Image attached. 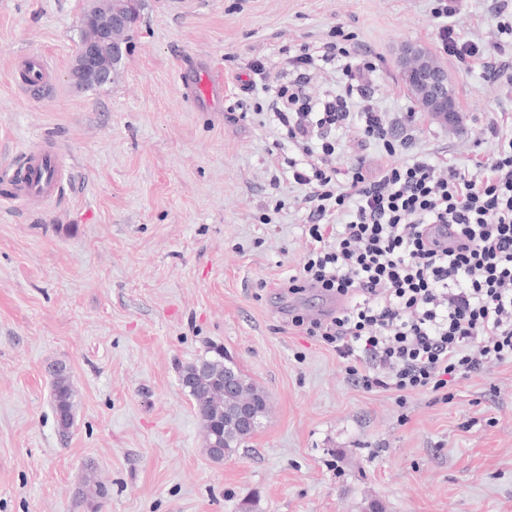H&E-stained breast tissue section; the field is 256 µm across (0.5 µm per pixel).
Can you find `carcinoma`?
<instances>
[{
    "label": "carcinoma",
    "mask_w": 512,
    "mask_h": 512,
    "mask_svg": "<svg viewBox=\"0 0 512 512\" xmlns=\"http://www.w3.org/2000/svg\"><path fill=\"white\" fill-rule=\"evenodd\" d=\"M180 379L202 423L207 454L215 461L223 460L224 455L240 447L253 433L251 429L227 434L221 432L219 425L224 421L225 406L252 403L259 418L268 411L266 393L247 379L234 394L224 396V352L220 350L216 351L213 357L201 358L186 365ZM53 398L56 422L59 429L65 433L73 425L74 392L63 366L53 369ZM216 441L224 443V454L214 453L212 445Z\"/></svg>",
    "instance_id": "carcinoma-1"
}]
</instances>
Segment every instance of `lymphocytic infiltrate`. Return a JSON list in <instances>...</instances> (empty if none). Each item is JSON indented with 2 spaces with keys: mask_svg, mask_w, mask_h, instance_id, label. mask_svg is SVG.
Listing matches in <instances>:
<instances>
[{
  "mask_svg": "<svg viewBox=\"0 0 512 512\" xmlns=\"http://www.w3.org/2000/svg\"><path fill=\"white\" fill-rule=\"evenodd\" d=\"M459 0H439L438 47L464 61L480 46L447 25ZM343 58L342 94L317 102L304 82L277 86L275 120L301 155L289 161L306 190L309 247L289 291L317 288L343 299L336 315L294 324L334 344L348 374L366 389L440 391L449 382L512 362V137L500 139L481 179L448 162L414 158L406 128L372 105L351 111L355 87L373 65L339 43L308 45L293 66ZM382 145L389 163L373 177L333 162L335 131ZM344 217L341 231L332 222ZM453 226L454 244L441 246L426 226Z\"/></svg>",
  "mask_w": 512,
  "mask_h": 512,
  "instance_id": "f902f5d3",
  "label": "lymphocytic infiltrate"
}]
</instances>
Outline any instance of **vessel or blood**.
<instances>
[{"mask_svg": "<svg viewBox=\"0 0 512 512\" xmlns=\"http://www.w3.org/2000/svg\"><path fill=\"white\" fill-rule=\"evenodd\" d=\"M49 65L41 55L29 56L15 84L26 96L41 99L52 86L46 79ZM0 176L12 186V199L25 202L38 199L44 202L56 200L63 187L62 164L57 151L43 145L24 153L20 162L0 165Z\"/></svg>", "mask_w": 512, "mask_h": 512, "instance_id": "vessel-or-blood-1", "label": "vessel or blood"}]
</instances>
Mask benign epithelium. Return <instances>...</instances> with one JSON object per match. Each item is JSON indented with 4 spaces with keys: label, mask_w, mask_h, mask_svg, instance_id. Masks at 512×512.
<instances>
[{
    "label": "benign epithelium",
    "mask_w": 512,
    "mask_h": 512,
    "mask_svg": "<svg viewBox=\"0 0 512 512\" xmlns=\"http://www.w3.org/2000/svg\"><path fill=\"white\" fill-rule=\"evenodd\" d=\"M83 17L88 24L96 23L98 35L94 39L79 43L70 76L79 75L84 83L105 84L110 81V71L103 62L102 48L106 44L112 45L114 56L128 53L127 42L118 38V34L127 31L133 25L134 15L119 10L100 21L97 11L89 9L84 12ZM399 63L405 78V86L419 109L440 118L444 123H453L457 106L449 100L447 71L412 45L402 49Z\"/></svg>",
    "instance_id": "benign-epithelium-1"
}]
</instances>
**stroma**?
Listing matches in <instances>:
<instances>
[{
  "label": "stroma",
  "mask_w": 512,
  "mask_h": 512,
  "mask_svg": "<svg viewBox=\"0 0 512 512\" xmlns=\"http://www.w3.org/2000/svg\"><path fill=\"white\" fill-rule=\"evenodd\" d=\"M436 0H144L115 82L68 78L87 0H0V163L49 136L64 195L0 200V512H512V363L442 393L366 390L333 345L291 323L326 309L286 283L306 251L297 158L268 113L305 45L336 31L374 65L354 103L416 111L402 45L436 54L459 122L425 113L404 160L474 172L497 123L512 133V47L492 0L450 23L483 58L438 48ZM44 55L53 92L26 99L17 58ZM261 61L263 75L249 66ZM224 90L204 98L202 74ZM255 91H241L245 81ZM222 350L269 397L254 435L211 460L181 366ZM66 366L75 421L61 434L47 368ZM106 489L81 502L86 477Z\"/></svg>",
  "instance_id": "35a3bbf8"
}]
</instances>
